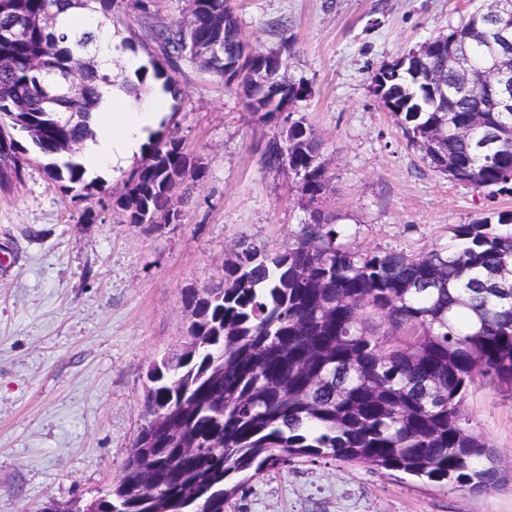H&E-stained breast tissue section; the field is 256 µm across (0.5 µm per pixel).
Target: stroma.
Listing matches in <instances>:
<instances>
[{
	"label": "stroma",
	"mask_w": 512,
	"mask_h": 512,
	"mask_svg": "<svg viewBox=\"0 0 512 512\" xmlns=\"http://www.w3.org/2000/svg\"><path fill=\"white\" fill-rule=\"evenodd\" d=\"M481 0H236L256 46L278 50L283 75L308 94L294 115L323 140L332 206L353 246L418 255L512 193L486 201L410 147L371 76L456 26ZM188 0H154L152 18L126 7L114 27L142 62L163 63L151 27L186 15ZM172 76L155 138L176 137L197 172L188 204L161 231L124 223L114 206L134 156L95 174L105 193L77 197L39 164L0 182V512H41L114 483L141 425L151 362L183 349L184 297L224 275L239 240L287 249L306 219L295 183L266 167L274 133L238 90L189 62ZM475 429L512 468V398L477 383ZM224 512H512V491L473 494L397 471L303 457L263 469Z\"/></svg>",
	"instance_id": "1"
}]
</instances>
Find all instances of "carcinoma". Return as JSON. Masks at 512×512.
<instances>
[{
    "label": "carcinoma",
    "instance_id": "carcinoma-1",
    "mask_svg": "<svg viewBox=\"0 0 512 512\" xmlns=\"http://www.w3.org/2000/svg\"><path fill=\"white\" fill-rule=\"evenodd\" d=\"M122 0H92L88 11L114 22ZM74 0H0V133L27 134L34 157L55 182L78 196L86 181L76 161L95 137L99 87L114 83L101 68L91 29L66 26ZM55 17L45 30L19 20ZM512 28L480 6L447 39L470 57L475 74L495 51L488 33ZM168 65L188 60L229 85L239 80L251 103L270 104L268 86L224 64L247 39L233 0H195L188 15L152 31ZM442 36L415 70L380 76L409 146L436 171L492 198L512 172V107L501 109L484 83L454 87ZM99 76L73 84L58 109L45 104L56 76L79 59ZM262 121L278 136L263 162L296 180L308 215L283 252L245 242L207 298L193 294L190 342L152 363L141 405L144 420L112 488L85 512H224L240 484L234 474L286 465L297 457L357 463L463 487L481 494L512 486V475L465 414L478 377L512 390V231L504 212L452 228V242L418 256L341 242L331 198L334 178L320 161L322 142L304 119ZM470 130L468 138L458 129ZM494 154L477 150L486 129ZM32 157V158H34ZM19 159L15 180L32 161ZM193 177L175 139L160 140L132 171L115 205L128 224L153 222Z\"/></svg>",
    "mask_w": 512,
    "mask_h": 512
}]
</instances>
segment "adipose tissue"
<instances>
[{
    "instance_id": "adipose-tissue-1",
    "label": "adipose tissue",
    "mask_w": 512,
    "mask_h": 512,
    "mask_svg": "<svg viewBox=\"0 0 512 512\" xmlns=\"http://www.w3.org/2000/svg\"><path fill=\"white\" fill-rule=\"evenodd\" d=\"M164 105L160 94L149 92L136 99L114 85L94 114L96 137L83 149V165L101 170L123 165L147 141Z\"/></svg>"
}]
</instances>
